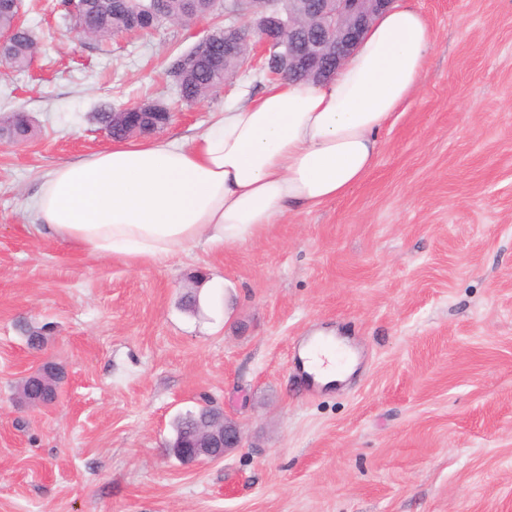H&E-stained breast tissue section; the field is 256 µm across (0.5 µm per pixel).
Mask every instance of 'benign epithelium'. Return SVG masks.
Segmentation results:
<instances>
[{"instance_id":"benign-epithelium-1","label":"benign epithelium","mask_w":512,"mask_h":512,"mask_svg":"<svg viewBox=\"0 0 512 512\" xmlns=\"http://www.w3.org/2000/svg\"><path fill=\"white\" fill-rule=\"evenodd\" d=\"M398 0H307L304 11H280L279 0H233L229 13L250 17L244 25L224 26V58L238 55L243 37L255 32L279 33V38L266 36L251 41L247 55L238 69L261 66V61L277 52L284 69L280 75L301 73L318 80L333 74L355 51L364 31L374 19L391 9ZM240 428L232 423L213 433L206 442L180 449L185 464H205L224 458V454L242 446Z\"/></svg>"}]
</instances>
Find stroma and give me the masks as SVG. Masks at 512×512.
Instances as JSON below:
<instances>
[{"label":"stroma","mask_w":512,"mask_h":512,"mask_svg":"<svg viewBox=\"0 0 512 512\" xmlns=\"http://www.w3.org/2000/svg\"><path fill=\"white\" fill-rule=\"evenodd\" d=\"M406 2L436 42L360 185L255 240L130 265L32 236L26 202L111 146L97 113L170 106L159 135L180 139L262 90L250 69L179 107L165 75L245 18L90 38L22 0L39 50L0 64V118L33 126L0 144V512H512V0ZM22 322L47 326L42 351ZM333 330L357 369L307 392L301 342ZM47 361L56 402L18 403ZM207 400L244 443L182 464L171 422Z\"/></svg>","instance_id":"1"}]
</instances>
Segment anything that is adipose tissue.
Segmentation results:
<instances>
[{
    "label": "adipose tissue",
    "instance_id": "obj_1",
    "mask_svg": "<svg viewBox=\"0 0 512 512\" xmlns=\"http://www.w3.org/2000/svg\"><path fill=\"white\" fill-rule=\"evenodd\" d=\"M434 42L418 11L396 6L329 80H278L193 137L117 141L58 165L27 202L31 230L155 264L343 198L373 169L378 134L413 98Z\"/></svg>",
    "mask_w": 512,
    "mask_h": 512
}]
</instances>
